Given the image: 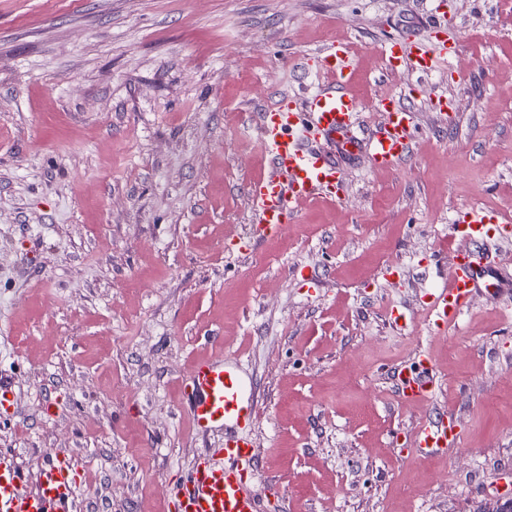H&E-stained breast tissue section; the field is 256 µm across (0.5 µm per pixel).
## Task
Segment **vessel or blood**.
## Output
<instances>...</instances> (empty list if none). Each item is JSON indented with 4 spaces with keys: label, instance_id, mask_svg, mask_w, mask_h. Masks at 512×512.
<instances>
[{
    "label": "vessel or blood",
    "instance_id": "vessel-or-blood-1",
    "mask_svg": "<svg viewBox=\"0 0 512 512\" xmlns=\"http://www.w3.org/2000/svg\"><path fill=\"white\" fill-rule=\"evenodd\" d=\"M390 69L434 71L441 58L451 56L448 45L432 50L422 39L407 37L389 42L385 49ZM351 50L331 44L318 54L320 69L333 75L331 86L319 88L303 104L281 100L259 114L260 144L267 171L256 177L249 194L261 235L281 232L294 213L315 196L342 198L346 191L344 162L365 154L373 168L391 170L412 151L417 112L399 99L386 97L374 108L380 121L355 135L357 102L349 91L353 79ZM494 218L481 209L462 208L457 231L468 240H487ZM477 258L468 250H454L444 287L427 293L424 306L429 321L444 328L467 309L477 292L500 293L494 270L476 275ZM393 386L401 399H430L435 389L432 363L419 352L412 365L397 368ZM190 419L196 430L227 428L218 461H199L173 490L175 512H259L248 471L255 458L248 432L255 419L256 397L240 372L220 361L197 363L187 393ZM420 457L458 445L454 419L441 411L413 432ZM78 467L73 457L53 455L37 475V488L20 491L22 475L13 460L0 454V512H74Z\"/></svg>",
    "mask_w": 512,
    "mask_h": 512
}]
</instances>
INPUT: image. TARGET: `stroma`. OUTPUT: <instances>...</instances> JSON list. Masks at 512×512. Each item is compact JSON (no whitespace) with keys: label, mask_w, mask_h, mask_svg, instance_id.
<instances>
[{"label":"stroma","mask_w":512,"mask_h":512,"mask_svg":"<svg viewBox=\"0 0 512 512\" xmlns=\"http://www.w3.org/2000/svg\"><path fill=\"white\" fill-rule=\"evenodd\" d=\"M434 11L457 54L427 77L386 69V42ZM333 41L361 125L381 97L418 110L413 152L392 173L347 161L341 200L242 253L256 115L327 81ZM464 205L497 215L512 277V0H0V451L30 479L73 454L81 512H174L224 445L183 400L212 359L255 390L264 512H492L512 498V324L479 293L440 330L421 300ZM422 348L437 388L408 406L391 373ZM444 410L459 445L417 457L415 427Z\"/></svg>","instance_id":"35a3bbf8"}]
</instances>
